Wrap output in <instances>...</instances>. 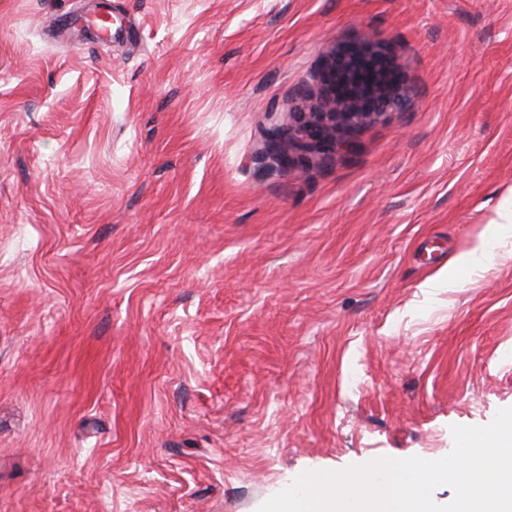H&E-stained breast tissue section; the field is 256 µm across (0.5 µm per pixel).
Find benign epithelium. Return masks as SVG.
Masks as SVG:
<instances>
[{"instance_id":"benign-epithelium-1","label":"benign epithelium","mask_w":512,"mask_h":512,"mask_svg":"<svg viewBox=\"0 0 512 512\" xmlns=\"http://www.w3.org/2000/svg\"><path fill=\"white\" fill-rule=\"evenodd\" d=\"M321 94L312 112L294 124L272 126L271 146L259 152L263 168L312 166L348 150L362 127L407 104L403 80L383 44L370 35L339 44L318 72Z\"/></svg>"}]
</instances>
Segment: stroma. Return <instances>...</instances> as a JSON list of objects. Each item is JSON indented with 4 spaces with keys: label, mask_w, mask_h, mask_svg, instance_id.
Instances as JSON below:
<instances>
[{
    "label": "stroma",
    "mask_w": 512,
    "mask_h": 512,
    "mask_svg": "<svg viewBox=\"0 0 512 512\" xmlns=\"http://www.w3.org/2000/svg\"><path fill=\"white\" fill-rule=\"evenodd\" d=\"M0 0V512H258L512 407V0ZM409 101L262 171L336 44ZM98 2L94 6V9L89 17H84L82 22L88 26L94 25L98 30L100 28V22L103 24L109 23V26H102L106 37L109 40L119 39L126 40L136 35V29L128 22L122 20L112 23V0H97ZM512 188L503 197L498 209L497 218L493 224L486 227L485 234H493L497 231L509 232L512 228ZM485 234L481 236L479 243L470 251L462 253L454 260L448 263V287L456 288L459 283L455 275V270L458 268L470 267L472 270H477L480 267L477 264L478 254L483 252L485 246ZM454 267V268H453ZM453 268V269H451ZM451 269V270H450Z\"/></svg>",
    "instance_id": "obj_1"
}]
</instances>
